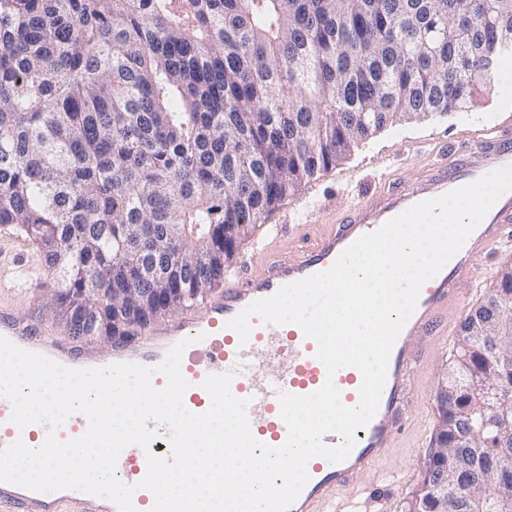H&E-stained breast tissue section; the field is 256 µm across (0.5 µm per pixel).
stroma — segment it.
<instances>
[{"label":"stroma","instance_id":"35a3bbf8","mask_svg":"<svg viewBox=\"0 0 512 512\" xmlns=\"http://www.w3.org/2000/svg\"><path fill=\"white\" fill-rule=\"evenodd\" d=\"M500 126L504 137L512 139V101L500 91L486 93L478 105L465 112L433 116L417 123H402L384 129L363 143L335 168L316 180L303 184L271 214L263 217L259 228L245 237L238 248L233 270L246 267L253 245L266 237L272 225H286L283 246L314 242L327 224L344 213L354 199L373 194L383 187L379 164H388L395 175H416L440 160L455 161L466 150V140L485 127ZM309 211V225L303 231L290 229L291 211ZM512 262V239L494 254L480 258L470 276L461 280L467 293L454 312L463 321L469 310L492 290L494 275L504 262ZM53 288H30L12 303L15 315L33 317L55 333L63 328L51 303ZM412 348L423 352L425 363L416 373L406 424L390 455L374 476L355 478L342 493L337 512H348L354 502H368L367 512H407L419 489L428 459L435 446L438 410L436 389L443 370L455 352L454 347L438 348L427 337L413 338Z\"/></svg>","mask_w":512,"mask_h":512}]
</instances>
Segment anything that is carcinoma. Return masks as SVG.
<instances>
[{
  "instance_id": "obj_1",
  "label": "carcinoma",
  "mask_w": 512,
  "mask_h": 512,
  "mask_svg": "<svg viewBox=\"0 0 512 512\" xmlns=\"http://www.w3.org/2000/svg\"><path fill=\"white\" fill-rule=\"evenodd\" d=\"M512 57V0H0V225L34 244L52 305L224 282L252 229L375 133L463 112ZM512 312V265L460 325L439 441L447 512H505L512 346L466 342Z\"/></svg>"
}]
</instances>
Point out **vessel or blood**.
<instances>
[{
    "instance_id": "obj_1",
    "label": "vessel or blood",
    "mask_w": 512,
    "mask_h": 512,
    "mask_svg": "<svg viewBox=\"0 0 512 512\" xmlns=\"http://www.w3.org/2000/svg\"><path fill=\"white\" fill-rule=\"evenodd\" d=\"M512 165V146L489 148L486 139L471 141L470 154L452 165L439 164L415 178L379 195L356 200L340 224L321 234L312 246L286 250L265 248L264 261L255 271L239 273L226 282L223 292L192 306L172 322L146 325L134 332L133 339L116 344L111 353L101 355L77 339L59 340L47 335L32 318L15 317L6 302V293L28 287L45 277L32 253L19 240L0 242V336L17 346L40 353L64 366L76 369L106 367L116 363L154 366L179 341L192 338L184 352L181 372L190 387L184 395L186 408L205 412L211 403L203 381L211 375L231 374L230 390L235 397L250 399L248 417L253 436L277 447L288 435L280 416L278 395L287 392L305 396L319 389L326 369L316 357L317 344L294 324L271 325L252 317L248 342H241L226 323L253 302L273 296L281 287L329 269L356 239L380 228L411 206L440 197L482 176ZM512 237V192L504 194L473 231L461 250L420 290L414 313L399 334L391 351L386 381L378 411L370 423L355 432L356 443L343 462L322 457L309 461V480L288 512H324L336 504L340 492L358 476L372 474L391 452L405 423L406 406L412 393V370L423 362L421 354L409 346L414 337L439 336L442 320L459 303V282L468 275L477 257L488 255ZM335 384L344 405L359 402L360 371L344 367L337 371ZM12 406L0 397V448L16 440L41 445L46 429L33 424L18 429L10 420ZM158 437L149 449L131 445L120 454L116 475L134 486L133 504L146 512L152 499L139 483L147 472V454L170 452L167 426L157 425ZM0 512H117L107 499L76 490L38 493L0 483Z\"/></svg>"
}]
</instances>
